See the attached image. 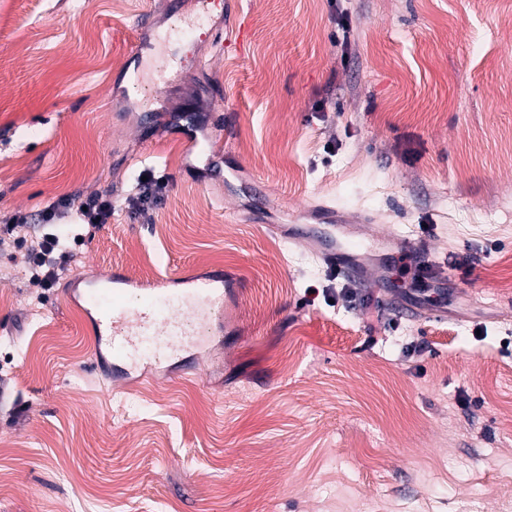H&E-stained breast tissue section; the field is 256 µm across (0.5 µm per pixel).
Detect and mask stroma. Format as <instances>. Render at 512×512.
<instances>
[{
	"label": "stroma",
	"instance_id": "stroma-1",
	"mask_svg": "<svg viewBox=\"0 0 512 512\" xmlns=\"http://www.w3.org/2000/svg\"><path fill=\"white\" fill-rule=\"evenodd\" d=\"M172 5L0 0V220L27 216L31 240L60 199L112 200L46 294L0 239V512H460L483 487L501 512L512 0H218L242 51L197 27L185 72L146 93L134 23L165 27ZM146 170L165 187L141 210ZM322 202L372 217L351 227L365 287L285 241ZM217 267L240 283L231 333L111 378L73 305L83 280Z\"/></svg>",
	"mask_w": 512,
	"mask_h": 512
}]
</instances>
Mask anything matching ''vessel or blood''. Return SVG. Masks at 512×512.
I'll return each instance as SVG.
<instances>
[{
	"instance_id": "b4317fda",
	"label": "vessel or blood",
	"mask_w": 512,
	"mask_h": 512,
	"mask_svg": "<svg viewBox=\"0 0 512 512\" xmlns=\"http://www.w3.org/2000/svg\"><path fill=\"white\" fill-rule=\"evenodd\" d=\"M209 0H189L188 7H175L168 29L147 41H138L155 62L152 69H138L134 83L141 88H158L167 76L180 73L183 61L175 50L199 24L210 22ZM306 238L316 239L323 260L335 254H359L354 239L337 240L335 235L310 228ZM159 287L146 289L131 280L113 276L107 282L85 288L78 309L95 326L112 359H159L161 355L200 345L208 334L214 315L237 288L235 279L216 270L210 277L195 279L164 274Z\"/></svg>"
}]
</instances>
